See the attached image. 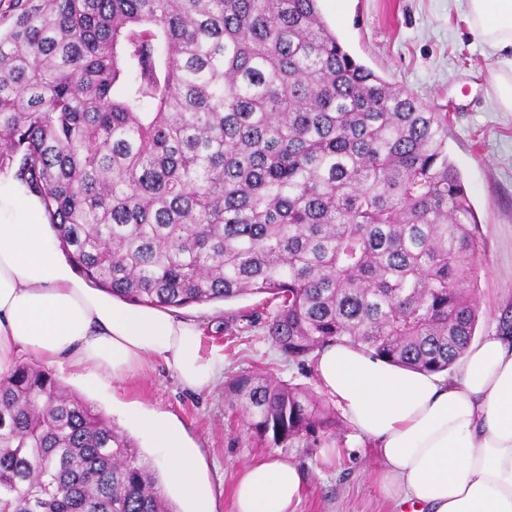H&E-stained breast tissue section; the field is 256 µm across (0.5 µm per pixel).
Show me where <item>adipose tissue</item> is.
I'll use <instances>...</instances> for the list:
<instances>
[{
	"label": "adipose tissue",
	"instance_id": "obj_1",
	"mask_svg": "<svg viewBox=\"0 0 512 512\" xmlns=\"http://www.w3.org/2000/svg\"><path fill=\"white\" fill-rule=\"evenodd\" d=\"M466 20L506 56L493 81L512 112V0H467ZM29 359L79 378L101 370L118 383L160 361L196 391L224 376L223 354L204 349L194 322L89 287L62 254L39 195L0 174V376ZM315 371L352 428L373 442L377 481L395 512H512V336L496 331L472 344L448 376L346 344L326 347ZM138 423L162 449L170 482L196 512H210L199 452L165 421ZM304 492L294 462L255 458L236 479L233 512H296Z\"/></svg>",
	"mask_w": 512,
	"mask_h": 512
}]
</instances>
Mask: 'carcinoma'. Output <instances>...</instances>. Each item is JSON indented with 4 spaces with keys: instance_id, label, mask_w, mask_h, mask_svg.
<instances>
[{
    "instance_id": "obj_1",
    "label": "carcinoma",
    "mask_w": 512,
    "mask_h": 512,
    "mask_svg": "<svg viewBox=\"0 0 512 512\" xmlns=\"http://www.w3.org/2000/svg\"><path fill=\"white\" fill-rule=\"evenodd\" d=\"M3 20L0 172L89 282L166 309L268 294L290 361L464 356L484 240L447 113L358 62L318 0H8ZM224 391L259 439L338 426L284 380ZM0 512L178 510L127 433L21 362L0 377Z\"/></svg>"
}]
</instances>
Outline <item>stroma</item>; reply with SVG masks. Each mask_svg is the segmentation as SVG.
I'll use <instances>...</instances> for the list:
<instances>
[{
	"mask_svg": "<svg viewBox=\"0 0 512 512\" xmlns=\"http://www.w3.org/2000/svg\"><path fill=\"white\" fill-rule=\"evenodd\" d=\"M341 5L333 30L349 53L423 105L448 115V154L485 242L476 269L477 334L490 335L501 311L512 307V112L500 107L493 85L500 59L471 35L466 0H342ZM272 310L266 296L250 295L189 306L178 314L197 324L204 346L223 350L225 377L263 371L318 388L313 361L285 360L271 344L265 321ZM245 311L258 313V321L238 320ZM54 373L131 436L159 474H166V462L135 416L153 413L178 427L185 444L204 459L201 478L211 491V512H232V488L242 465L267 454L286 455L302 470L306 490L297 512L388 510L371 446L348 421L316 447L304 438L277 444L251 437L240 411L225 399L223 384L192 391L160 363L121 384L83 383L59 366Z\"/></svg>",
	"mask_w": 512,
	"mask_h": 512,
	"instance_id": "stroma-1",
	"label": "stroma"
}]
</instances>
